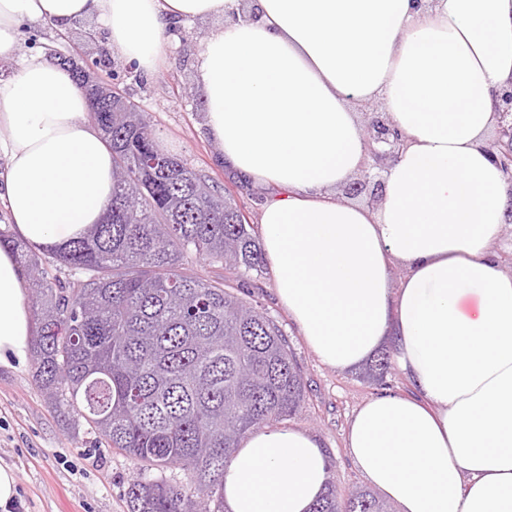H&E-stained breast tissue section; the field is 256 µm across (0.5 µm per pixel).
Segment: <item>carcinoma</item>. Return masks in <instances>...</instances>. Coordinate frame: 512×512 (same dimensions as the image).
<instances>
[{"label": "carcinoma", "mask_w": 512, "mask_h": 512, "mask_svg": "<svg viewBox=\"0 0 512 512\" xmlns=\"http://www.w3.org/2000/svg\"><path fill=\"white\" fill-rule=\"evenodd\" d=\"M90 107L114 159L107 219L59 251L0 228V246L33 276L36 379L75 424L155 470L128 486V512H224V467L240 443L306 397L284 331L233 292L267 269L259 237L207 175L160 151L134 102ZM205 265L224 267L236 285L205 278ZM390 359L380 351L362 378L381 379ZM170 468L189 471L190 486L172 482ZM311 512L395 509L330 483Z\"/></svg>", "instance_id": "carcinoma-1"}]
</instances>
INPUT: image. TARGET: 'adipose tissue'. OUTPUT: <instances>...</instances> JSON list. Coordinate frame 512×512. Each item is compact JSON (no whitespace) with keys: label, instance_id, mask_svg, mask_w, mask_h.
I'll return each instance as SVG.
<instances>
[{"label":"adipose tissue","instance_id":"1","mask_svg":"<svg viewBox=\"0 0 512 512\" xmlns=\"http://www.w3.org/2000/svg\"><path fill=\"white\" fill-rule=\"evenodd\" d=\"M91 19L154 70L185 21L222 20L195 76L218 160L261 189V246L279 303L330 368L390 341L412 394L372 397L346 447L400 512H512V274L492 250L512 183L488 152L512 85V0H0V201L13 234L61 246L99 223L112 151L67 66L19 56L21 22ZM402 135L369 207L338 189L363 164L360 110ZM405 275L392 286L389 271ZM28 279L0 247V366L25 363ZM315 435L253 430L224 469L228 512H309L329 478Z\"/></svg>","mask_w":512,"mask_h":512}]
</instances>
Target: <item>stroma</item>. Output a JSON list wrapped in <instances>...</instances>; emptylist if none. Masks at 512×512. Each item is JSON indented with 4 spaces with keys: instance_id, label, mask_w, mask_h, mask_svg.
I'll use <instances>...</instances> for the list:
<instances>
[{
    "instance_id": "35a3bbf8",
    "label": "stroma",
    "mask_w": 512,
    "mask_h": 512,
    "mask_svg": "<svg viewBox=\"0 0 512 512\" xmlns=\"http://www.w3.org/2000/svg\"><path fill=\"white\" fill-rule=\"evenodd\" d=\"M22 54L52 50L87 57L108 83L117 86L145 113L156 142L229 189L232 198L256 219L258 190L238 184L216 162L218 147L202 126L204 101L195 80L194 55L173 42L154 73H147L115 52L107 33L84 19L67 33L50 25H24ZM248 298L284 329L307 383L306 399L290 425L309 430L327 449L329 479L344 492L367 488L345 446L349 422L366 399L387 393H411L397 367L375 384L358 371L324 365L307 346L279 305L271 273L253 281ZM34 365L0 367V460L15 467L22 512H128L126 491L138 466L120 450L105 447L90 427L73 426L65 408L47 399L34 377Z\"/></svg>"
}]
</instances>
